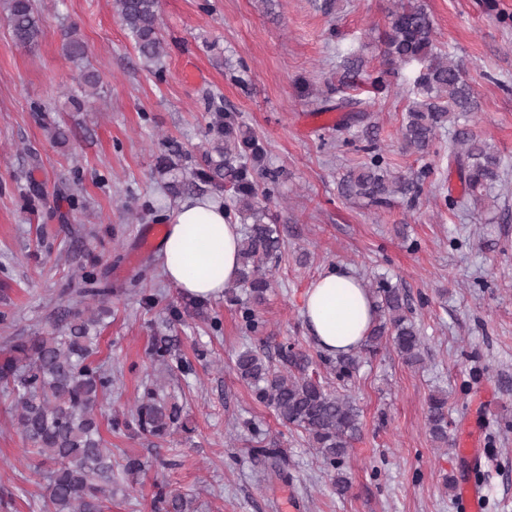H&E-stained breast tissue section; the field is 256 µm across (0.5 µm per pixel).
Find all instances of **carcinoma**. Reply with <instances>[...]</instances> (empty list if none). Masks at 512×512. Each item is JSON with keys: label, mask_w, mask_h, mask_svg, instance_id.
I'll return each instance as SVG.
<instances>
[{"label": "carcinoma", "mask_w": 512, "mask_h": 512, "mask_svg": "<svg viewBox=\"0 0 512 512\" xmlns=\"http://www.w3.org/2000/svg\"><path fill=\"white\" fill-rule=\"evenodd\" d=\"M13 39L23 46L37 42L42 18L34 0H4ZM159 0H113V8L135 41L148 66H158L165 43L158 22ZM390 26L383 40L384 63L390 67L416 62L413 100L403 119L400 136L404 150L428 154L440 129H454L448 159L456 168L461 194L448 199L451 206L481 207L491 199L500 179L498 152L468 124L478 109L464 78L463 62L434 43V26L424 0H395L389 11ZM62 52L80 70L84 98L72 101L80 110L100 98L98 76L89 68L87 45L74 26L63 34ZM218 139L206 150L217 155L213 176L233 181L238 209L259 218L262 201L270 190L259 191L251 181L247 162H256L261 149L255 138L237 129L232 118L216 123ZM409 180L384 165L375 154L358 171H349L340 183L347 199H366L382 207L396 194L409 190ZM282 242L270 224L247 225L240 243L238 283L250 288L256 302L271 287L269 262L281 256ZM378 318L360 350L377 352L390 343L409 365L421 361L422 340L410 317L405 291L385 280L369 288ZM95 323L77 311L66 326L48 336H26L11 342L0 359V382L14 397L12 418L27 452L48 464V500L53 512H107L112 499V450L106 447L97 419L99 397L110 379L92 359L97 337ZM283 366L275 367L255 351L240 353L235 370L254 386L258 401L272 407L285 424L303 430L311 447L336 470V488L343 493L348 478L342 471L353 441L360 433V414L346 394L334 393L309 371L313 357L289 345L281 351ZM340 381L353 378L357 358L352 352L320 356ZM179 419L177 407L166 402L160 388H150L137 400L124 424L163 438ZM429 433L434 442L448 444L447 398L432 395L428 403ZM165 512H186L188 501L180 495L159 492Z\"/></svg>", "instance_id": "carcinoma-1"}]
</instances>
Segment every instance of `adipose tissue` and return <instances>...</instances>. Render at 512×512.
Segmentation results:
<instances>
[{
	"mask_svg": "<svg viewBox=\"0 0 512 512\" xmlns=\"http://www.w3.org/2000/svg\"><path fill=\"white\" fill-rule=\"evenodd\" d=\"M167 224L161 243L165 279L187 296L220 297L237 275L238 225L209 196L180 203L169 212ZM303 315L323 351L349 353L360 347L376 309L362 282L339 266L307 289Z\"/></svg>",
	"mask_w": 512,
	"mask_h": 512,
	"instance_id": "ef3b65f1",
	"label": "adipose tissue"
}]
</instances>
